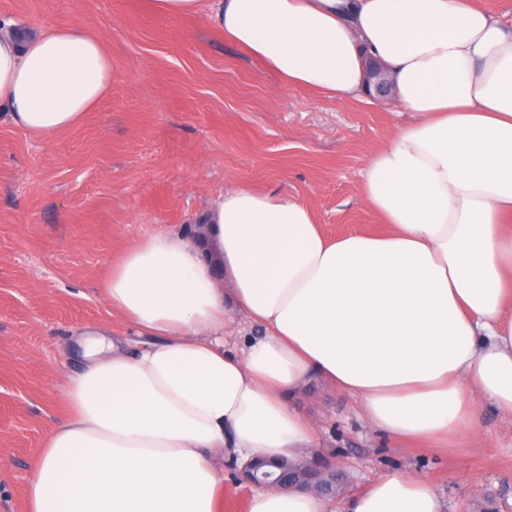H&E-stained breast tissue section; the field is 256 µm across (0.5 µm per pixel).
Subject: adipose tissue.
<instances>
[{"label": "adipose tissue", "mask_w": 512, "mask_h": 512, "mask_svg": "<svg viewBox=\"0 0 512 512\" xmlns=\"http://www.w3.org/2000/svg\"><path fill=\"white\" fill-rule=\"evenodd\" d=\"M206 13L293 87L365 91V59L414 113L369 158L360 194L383 223L336 238L285 192L234 185L188 232L140 239L103 295L150 337L86 334L68 418L48 436L26 512H220L225 453L316 447L294 404L312 382L357 399L391 442L464 445L486 399L512 416V30L474 0H152ZM0 18V110L43 139L79 128L112 88L106 39L14 37ZM257 328L227 349L230 317ZM428 480L385 474L345 512H441ZM249 512H334L300 490Z\"/></svg>", "instance_id": "ef3b65f1"}]
</instances>
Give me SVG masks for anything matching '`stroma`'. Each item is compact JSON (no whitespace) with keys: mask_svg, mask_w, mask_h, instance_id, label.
Instances as JSON below:
<instances>
[{"mask_svg":"<svg viewBox=\"0 0 512 512\" xmlns=\"http://www.w3.org/2000/svg\"><path fill=\"white\" fill-rule=\"evenodd\" d=\"M1 15L32 33L83 27L112 52V90L79 129L45 140L0 116V512H25L32 464L67 418L80 334L109 324L138 339L102 295L123 249L193 227L235 183L306 202L329 237L380 230L360 172L412 115L390 95L287 86L204 16L148 0H0ZM296 404L344 475L337 505L393 472L429 479L443 512H512V418L492 405L466 448L439 454L389 442L337 391L315 384Z\"/></svg>","mask_w":512,"mask_h":512,"instance_id":"obj_1","label":"stroma"}]
</instances>
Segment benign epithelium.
<instances>
[{
  "instance_id": "benign-epithelium-1",
  "label": "benign epithelium",
  "mask_w": 512,
  "mask_h": 512,
  "mask_svg": "<svg viewBox=\"0 0 512 512\" xmlns=\"http://www.w3.org/2000/svg\"><path fill=\"white\" fill-rule=\"evenodd\" d=\"M336 461L326 458H313L293 465L284 459H276L264 465L249 461L240 468V481L255 489L301 488L318 494L316 479L336 481Z\"/></svg>"
}]
</instances>
